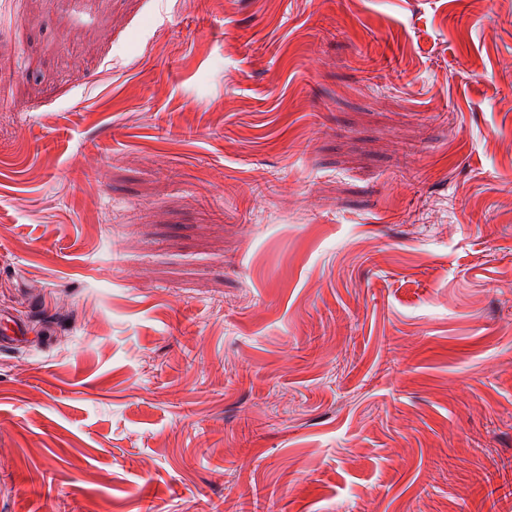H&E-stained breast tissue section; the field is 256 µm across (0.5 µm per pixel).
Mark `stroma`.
<instances>
[{"instance_id":"stroma-1","label":"stroma","mask_w":512,"mask_h":512,"mask_svg":"<svg viewBox=\"0 0 512 512\" xmlns=\"http://www.w3.org/2000/svg\"><path fill=\"white\" fill-rule=\"evenodd\" d=\"M0 320V512H481L512 0H0Z\"/></svg>"}]
</instances>
